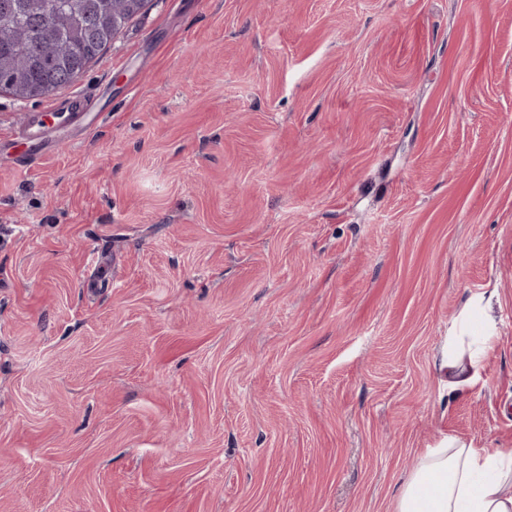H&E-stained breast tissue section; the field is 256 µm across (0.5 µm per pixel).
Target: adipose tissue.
Instances as JSON below:
<instances>
[{"label":"adipose tissue","instance_id":"obj_1","mask_svg":"<svg viewBox=\"0 0 512 512\" xmlns=\"http://www.w3.org/2000/svg\"><path fill=\"white\" fill-rule=\"evenodd\" d=\"M492 339L479 337L468 362L449 357L448 389L472 387ZM396 512H512V454L448 438L427 449L406 479Z\"/></svg>","mask_w":512,"mask_h":512}]
</instances>
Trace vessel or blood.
I'll return each mask as SVG.
<instances>
[{"label": "vessel or blood", "mask_w": 512, "mask_h": 512, "mask_svg": "<svg viewBox=\"0 0 512 512\" xmlns=\"http://www.w3.org/2000/svg\"><path fill=\"white\" fill-rule=\"evenodd\" d=\"M91 102V97L78 93L56 106L27 113L17 137L28 144L32 157L45 156L61 133L77 126L89 128L97 124L99 115L92 110Z\"/></svg>", "instance_id": "vessel-or-blood-1"}]
</instances>
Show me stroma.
I'll use <instances>...</instances> for the list:
<instances>
[{
  "label": "stroma",
  "instance_id": "35a3bbf8",
  "mask_svg": "<svg viewBox=\"0 0 512 512\" xmlns=\"http://www.w3.org/2000/svg\"><path fill=\"white\" fill-rule=\"evenodd\" d=\"M448 437L512 454V0H148L0 92V512H396ZM92 98L74 94L66 101L45 110L29 112L20 124L17 138L29 144L32 158L47 155L57 137L76 126L93 127L99 120L91 109ZM493 298H494L493 292H483V293H480V294H477V295L471 297L470 301L468 302V304L464 307V309L461 312L462 316L459 321L460 331H458V332L455 331L454 336H449V338H448V347L449 348L455 347L457 345V343L460 342L461 339H463V337H464L463 335H465L464 329L468 325L471 308L474 306L478 307V308H481V307L487 308L490 306ZM492 339L493 336L491 335L479 336V338L469 346L468 365H461L462 359L460 357L448 355V362H444L442 368L448 369L449 392L469 388L475 384L482 358L491 348Z\"/></svg>",
  "mask_w": 512,
  "mask_h": 512
}]
</instances>
